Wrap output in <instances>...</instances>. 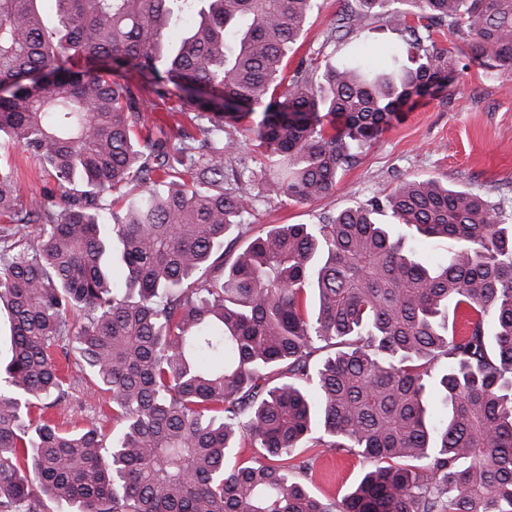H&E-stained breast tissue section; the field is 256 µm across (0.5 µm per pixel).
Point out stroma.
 Here are the masks:
<instances>
[{
    "label": "stroma",
    "mask_w": 512,
    "mask_h": 512,
    "mask_svg": "<svg viewBox=\"0 0 512 512\" xmlns=\"http://www.w3.org/2000/svg\"><path fill=\"white\" fill-rule=\"evenodd\" d=\"M342 4L343 0H317L305 33L288 55L289 68L321 47ZM434 38L456 48L467 69L459 71L446 88L404 104L321 200L292 203L268 194L264 181L269 163L246 133L251 118L225 122L224 135L237 147L224 155V185L253 200L244 226L247 235L276 224H316L324 215L389 192L403 180L428 178L481 194L499 204L503 219L512 224V64L476 57L471 45L447 28L436 29ZM0 158L17 165L21 201L53 188L52 177L35 169L11 143L0 141ZM65 370L68 395L50 410L55 422L70 430L93 421L104 434H111L112 410L93 380L76 359L66 361ZM301 454L313 462L317 477L311 491L323 500L342 499L365 468L358 457L346 453L305 448Z\"/></svg>",
    "instance_id": "stroma-1"
}]
</instances>
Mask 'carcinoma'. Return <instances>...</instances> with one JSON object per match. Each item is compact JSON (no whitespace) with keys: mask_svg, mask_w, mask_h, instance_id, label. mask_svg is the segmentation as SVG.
<instances>
[{"mask_svg":"<svg viewBox=\"0 0 512 512\" xmlns=\"http://www.w3.org/2000/svg\"><path fill=\"white\" fill-rule=\"evenodd\" d=\"M0 0V138L54 177L26 204L0 165V512H512V224L479 194L407 179L318 224H279L234 249L249 197L224 189V118L276 168L267 191L327 196L399 106L451 83L447 25L512 63V0H357L327 40L288 49L316 0ZM182 17L183 36L163 37ZM371 18L405 33L383 64L353 39ZM196 122L135 133L143 98ZM343 120L338 128L335 121ZM194 171L189 182L180 175ZM144 185L122 214L99 195ZM452 241L426 266L410 237ZM120 264L123 276L112 272ZM77 352L119 426L46 417ZM239 448H257L247 462ZM299 448L366 462L336 503L308 489Z\"/></svg>","mask_w":512,"mask_h":512,"instance_id":"carcinoma-1","label":"carcinoma"}]
</instances>
